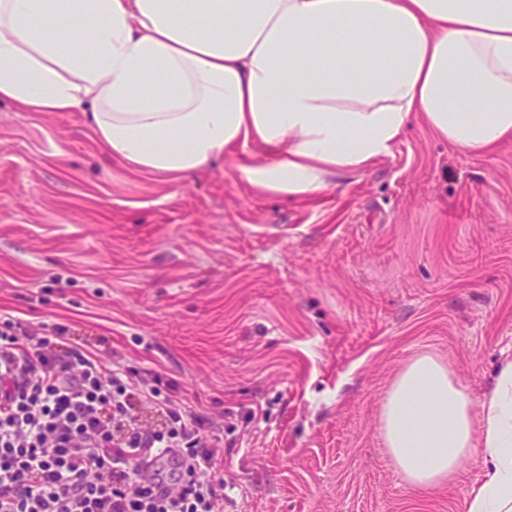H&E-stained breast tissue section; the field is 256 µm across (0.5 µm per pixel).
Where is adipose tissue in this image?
<instances>
[{"label": "adipose tissue", "mask_w": 512, "mask_h": 512, "mask_svg": "<svg viewBox=\"0 0 512 512\" xmlns=\"http://www.w3.org/2000/svg\"><path fill=\"white\" fill-rule=\"evenodd\" d=\"M3 100L85 113L137 173L188 179L258 145L239 178L304 198L417 119L468 155L512 141V0H0ZM381 423L408 484H452L477 455L467 512H512V360L475 402L419 355Z\"/></svg>", "instance_id": "ef3b65f1"}]
</instances>
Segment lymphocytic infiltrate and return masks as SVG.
<instances>
[{
    "instance_id": "lymphocytic-infiltrate-1",
    "label": "lymphocytic infiltrate",
    "mask_w": 512,
    "mask_h": 512,
    "mask_svg": "<svg viewBox=\"0 0 512 512\" xmlns=\"http://www.w3.org/2000/svg\"><path fill=\"white\" fill-rule=\"evenodd\" d=\"M0 314V512H216L209 477L221 439L206 419L147 384L127 385L82 346L57 345ZM162 418L144 428L136 403ZM180 459L170 481L135 461L140 450Z\"/></svg>"
}]
</instances>
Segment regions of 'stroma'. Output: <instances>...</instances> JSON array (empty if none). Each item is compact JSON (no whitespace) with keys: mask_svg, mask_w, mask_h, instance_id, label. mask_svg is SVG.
I'll return each instance as SVG.
<instances>
[{"mask_svg":"<svg viewBox=\"0 0 512 512\" xmlns=\"http://www.w3.org/2000/svg\"><path fill=\"white\" fill-rule=\"evenodd\" d=\"M341 181L272 196L230 157L139 174L84 113L0 102V313L222 427L224 512H466L480 459L412 487L380 413L418 355L476 402L512 359V142L467 155L416 121Z\"/></svg>","mask_w":512,"mask_h":512,"instance_id":"obj_1","label":"stroma"}]
</instances>
